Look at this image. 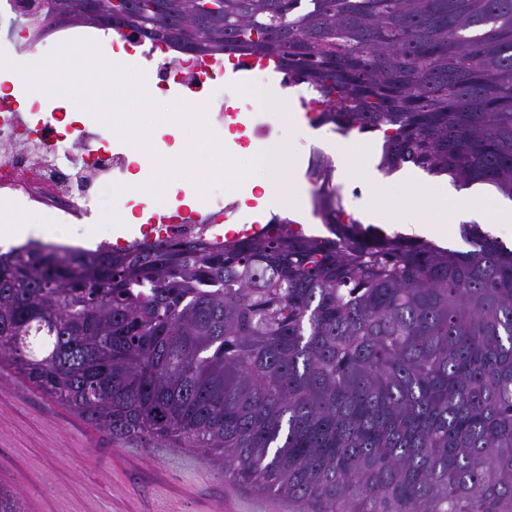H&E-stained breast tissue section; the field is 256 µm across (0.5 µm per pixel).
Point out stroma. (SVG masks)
Instances as JSON below:
<instances>
[{
	"label": "stroma",
	"instance_id": "stroma-1",
	"mask_svg": "<svg viewBox=\"0 0 512 512\" xmlns=\"http://www.w3.org/2000/svg\"><path fill=\"white\" fill-rule=\"evenodd\" d=\"M249 70H224L225 126L245 132L248 98L235 86L250 82ZM32 111L30 123L51 116L74 119L127 149L117 133L67 97ZM347 213L363 218L368 200L356 181L335 177ZM408 196L397 187L372 200L398 206ZM16 495L21 512H291L287 500L259 492L221 472L211 453L167 441L119 442L66 406L46 398L0 359V489Z\"/></svg>",
	"mask_w": 512,
	"mask_h": 512
}]
</instances>
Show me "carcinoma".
Instances as JSON below:
<instances>
[{
	"instance_id": "obj_1",
	"label": "carcinoma",
	"mask_w": 512,
	"mask_h": 512,
	"mask_svg": "<svg viewBox=\"0 0 512 512\" xmlns=\"http://www.w3.org/2000/svg\"><path fill=\"white\" fill-rule=\"evenodd\" d=\"M181 54L268 60L317 120L512 200V0H79ZM308 169L327 237L276 216L215 246L0 253V358L117 441L218 453L313 512H512V248L365 227Z\"/></svg>"
}]
</instances>
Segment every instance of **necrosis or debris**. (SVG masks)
Here are the masks:
<instances>
[{"label": "necrosis or debris", "instance_id": "obj_1", "mask_svg": "<svg viewBox=\"0 0 512 512\" xmlns=\"http://www.w3.org/2000/svg\"><path fill=\"white\" fill-rule=\"evenodd\" d=\"M200 60L163 57L156 87L167 92L172 86L204 95L214 113L224 111V70L216 65L201 70ZM125 154L114 153L96 133L81 129L79 134L60 131L51 124L30 128L18 122L15 112L0 107V199L36 210L56 225H70L81 219L93 188L116 183L126 171ZM229 213L228 205L212 207L209 222L181 218L176 224H158L156 236L200 237L220 241L218 222Z\"/></svg>", "mask_w": 512, "mask_h": 512}]
</instances>
